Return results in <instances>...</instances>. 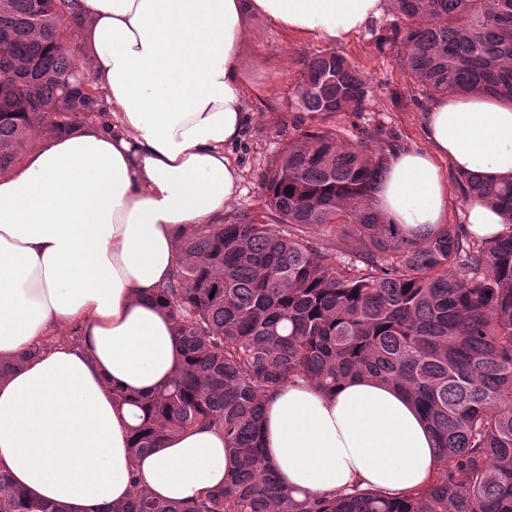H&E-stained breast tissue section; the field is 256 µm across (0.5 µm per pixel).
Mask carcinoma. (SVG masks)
Returning a JSON list of instances; mask_svg holds the SVG:
<instances>
[{"label": "carcinoma", "instance_id": "cac0c4a2", "mask_svg": "<svg viewBox=\"0 0 512 512\" xmlns=\"http://www.w3.org/2000/svg\"><path fill=\"white\" fill-rule=\"evenodd\" d=\"M397 17L375 40L395 51L426 99L481 92L512 105V0H392ZM82 29L75 0H0V173L46 133L103 116L101 88L65 41ZM294 96L312 121L260 175L265 209L192 224L159 289L183 350L172 379L136 401L133 452L196 427L224 433L238 466L224 487L185 505L139 478L110 512H512V230L475 237L462 224L405 235L375 204L389 154L327 127L369 109L372 90L344 57L309 59ZM512 217V182L457 178ZM337 228L345 248L318 245ZM365 375L396 385L437 440L429 482L399 498L372 490L296 497L263 458V400L303 378L331 389ZM0 512H66L0 474Z\"/></svg>", "mask_w": 512, "mask_h": 512}]
</instances>
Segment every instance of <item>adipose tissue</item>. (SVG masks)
<instances>
[{
  "mask_svg": "<svg viewBox=\"0 0 512 512\" xmlns=\"http://www.w3.org/2000/svg\"><path fill=\"white\" fill-rule=\"evenodd\" d=\"M389 0H77L86 64L105 124L45 134L0 173V359L43 351L0 381V471L67 512H105L133 492L193 499L234 465L221 431L197 427L143 457L135 407L182 361L154 297L191 224H212L238 193L231 148L251 122L239 59L252 16L329 42L367 30ZM426 151L392 152L377 192L390 222L415 235L448 221L439 163L478 182L512 181V106L483 94L434 100ZM470 232L512 226L469 201ZM83 327L81 346L48 343ZM261 446L291 490L375 489L397 496L435 471L434 435L401 389L365 376L327 393L298 378L265 401Z\"/></svg>",
  "mask_w": 512,
  "mask_h": 512,
  "instance_id": "ef3b65f1",
  "label": "adipose tissue"
}]
</instances>
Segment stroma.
I'll list each match as a JSON object with an SVG mask.
<instances>
[{"label": "stroma", "mask_w": 512, "mask_h": 512, "mask_svg": "<svg viewBox=\"0 0 512 512\" xmlns=\"http://www.w3.org/2000/svg\"><path fill=\"white\" fill-rule=\"evenodd\" d=\"M394 19L393 12H386L370 31L350 42L331 44L290 34L261 16L252 18L240 65L254 88L250 100L253 117L243 141L233 151L241 171V192L225 208V221L260 211V173L289 139L307 128L292 91L311 56L332 52L345 57L374 88L369 111L335 117L337 131L351 135L377 127L390 147L425 149L421 127L425 107L417 101L419 93L403 77L395 55L380 53L375 47L374 32L388 27Z\"/></svg>", "instance_id": "1"}]
</instances>
